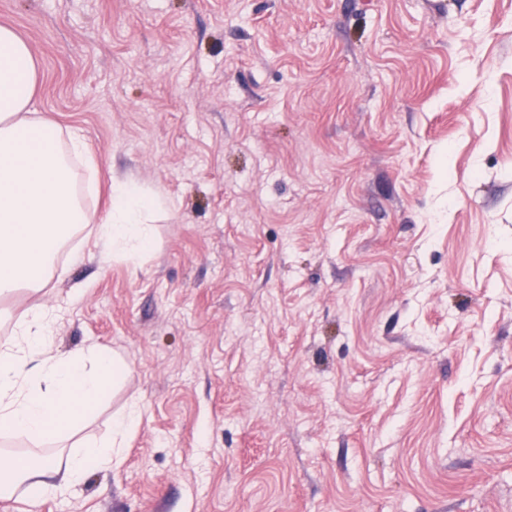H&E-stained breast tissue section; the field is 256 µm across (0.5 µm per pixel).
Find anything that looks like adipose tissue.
I'll list each match as a JSON object with an SVG mask.
<instances>
[{
	"label": "adipose tissue",
	"mask_w": 512,
	"mask_h": 512,
	"mask_svg": "<svg viewBox=\"0 0 512 512\" xmlns=\"http://www.w3.org/2000/svg\"><path fill=\"white\" fill-rule=\"evenodd\" d=\"M37 81L28 46L0 27V296L18 288H38L51 270L71 230L92 217L74 191L71 161L88 153L83 137L63 131L53 119L33 113ZM158 194L132 182L112 186L110 206L97 229L109 258L135 260L154 241L149 214ZM55 311L34 309L0 336V432L34 441L63 435L101 399L125 367L110 350L92 345L60 352L53 348ZM39 360L36 374L25 371L28 358ZM137 409L112 421V435L69 454L66 475L55 482L53 458L17 469L13 457H1L0 469L29 483L36 495L73 493L93 470L120 462L125 440L136 428Z\"/></svg>",
	"instance_id": "obj_1"
}]
</instances>
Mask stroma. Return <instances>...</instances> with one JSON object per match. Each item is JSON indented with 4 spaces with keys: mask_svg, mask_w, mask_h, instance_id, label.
I'll return each mask as SVG.
<instances>
[{
    "mask_svg": "<svg viewBox=\"0 0 512 512\" xmlns=\"http://www.w3.org/2000/svg\"><path fill=\"white\" fill-rule=\"evenodd\" d=\"M36 112L160 192L154 245L66 238L0 336L122 380L58 470L138 403L122 461L0 512H512V0H0Z\"/></svg>",
    "mask_w": 512,
    "mask_h": 512,
    "instance_id": "obj_1",
    "label": "stroma"
}]
</instances>
